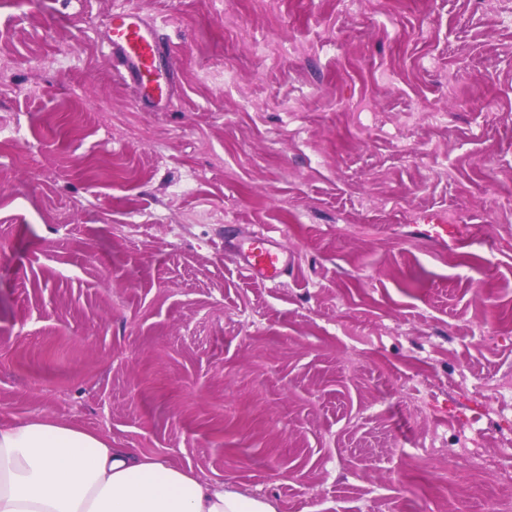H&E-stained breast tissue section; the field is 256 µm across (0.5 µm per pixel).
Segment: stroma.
<instances>
[{
	"mask_svg": "<svg viewBox=\"0 0 512 512\" xmlns=\"http://www.w3.org/2000/svg\"><path fill=\"white\" fill-rule=\"evenodd\" d=\"M118 8L174 50L156 109ZM37 418L277 512L512 508V0H0V423ZM105 39L122 78L136 86L142 101L150 100L155 94L159 97L173 94L174 81L162 69L163 61L174 65L169 45L138 12L113 13ZM163 73L164 84L161 83ZM225 249L231 260L254 280L276 285L291 268L288 247L268 231L228 236Z\"/></svg>",
	"mask_w": 512,
	"mask_h": 512,
	"instance_id": "stroma-1",
	"label": "stroma"
}]
</instances>
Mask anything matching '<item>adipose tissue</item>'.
Listing matches in <instances>:
<instances>
[{
  "mask_svg": "<svg viewBox=\"0 0 512 512\" xmlns=\"http://www.w3.org/2000/svg\"><path fill=\"white\" fill-rule=\"evenodd\" d=\"M0 512H277L268 499L49 419L0 426Z\"/></svg>",
  "mask_w": 512,
  "mask_h": 512,
  "instance_id": "ef3b65f1",
  "label": "adipose tissue"
}]
</instances>
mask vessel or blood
<instances>
[{"mask_svg": "<svg viewBox=\"0 0 512 512\" xmlns=\"http://www.w3.org/2000/svg\"><path fill=\"white\" fill-rule=\"evenodd\" d=\"M106 43L123 79L136 86L142 100L173 94L174 81L164 78L162 69L172 59L171 50L138 12L113 13ZM225 249L247 276L265 283H280L291 267L287 246L266 231L228 236Z\"/></svg>", "mask_w": 512, "mask_h": 512, "instance_id": "vessel-or-blood-1", "label": "vessel or blood"}]
</instances>
